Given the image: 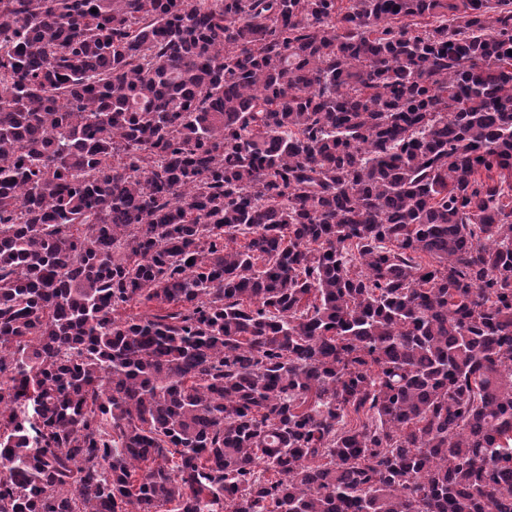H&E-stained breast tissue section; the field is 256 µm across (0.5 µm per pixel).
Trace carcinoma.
I'll use <instances>...</instances> for the list:
<instances>
[{
    "mask_svg": "<svg viewBox=\"0 0 512 512\" xmlns=\"http://www.w3.org/2000/svg\"><path fill=\"white\" fill-rule=\"evenodd\" d=\"M511 50L512 0H0V512H512Z\"/></svg>",
    "mask_w": 512,
    "mask_h": 512,
    "instance_id": "1",
    "label": "carcinoma"
}]
</instances>
